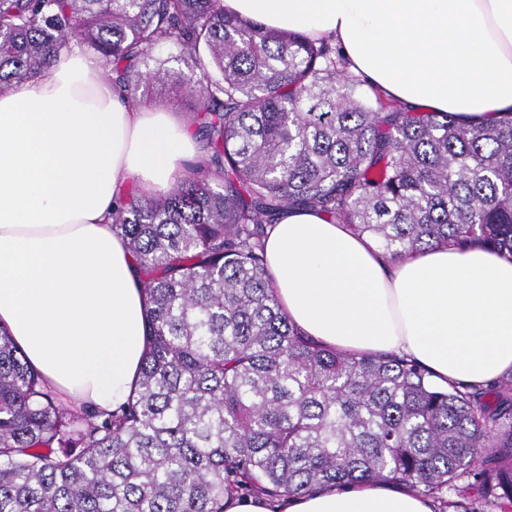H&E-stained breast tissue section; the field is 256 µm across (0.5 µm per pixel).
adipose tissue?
Listing matches in <instances>:
<instances>
[{
    "mask_svg": "<svg viewBox=\"0 0 512 512\" xmlns=\"http://www.w3.org/2000/svg\"><path fill=\"white\" fill-rule=\"evenodd\" d=\"M225 12L342 46L352 71L413 110L492 121L512 112V0H224ZM196 140L171 113L123 102L97 58L61 52L0 95V327L62 399L127 402L146 350L142 283L112 203L166 191ZM281 307L303 334L351 354L393 353L437 382L512 373V259L475 244L393 261L373 239L310 209L266 242ZM224 512H435L381 481Z\"/></svg>",
    "mask_w": 512,
    "mask_h": 512,
    "instance_id": "ef3b65f1",
    "label": "adipose tissue"
}]
</instances>
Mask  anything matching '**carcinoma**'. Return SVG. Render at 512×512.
Listing matches in <instances>:
<instances>
[{
  "label": "carcinoma",
  "mask_w": 512,
  "mask_h": 512,
  "mask_svg": "<svg viewBox=\"0 0 512 512\" xmlns=\"http://www.w3.org/2000/svg\"><path fill=\"white\" fill-rule=\"evenodd\" d=\"M161 44L185 69L150 67ZM100 59L136 106L189 102L201 154L168 193L112 208L146 295L137 388L63 404L0 330V512H224L384 480L443 500L470 477L512 505V377L441 386L404 356L304 336L280 307L266 229L313 209L393 260L472 242L512 257V116L407 112L336 46L224 12V0H0V93L63 51Z\"/></svg>",
  "instance_id": "cac0c4a2"
}]
</instances>
